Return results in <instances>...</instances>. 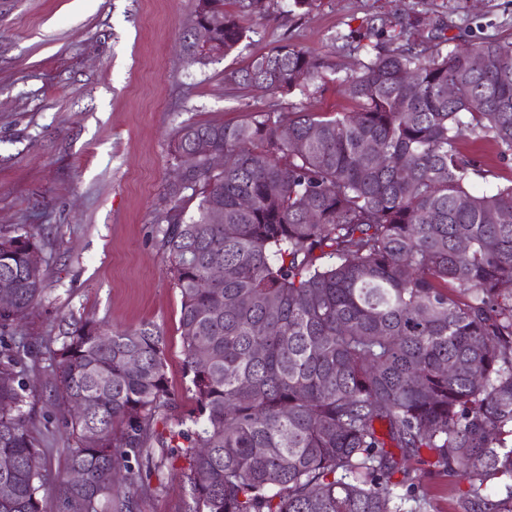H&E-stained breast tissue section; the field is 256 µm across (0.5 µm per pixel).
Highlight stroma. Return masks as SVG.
Segmentation results:
<instances>
[{"label":"stroma","instance_id":"stroma-1","mask_svg":"<svg viewBox=\"0 0 512 512\" xmlns=\"http://www.w3.org/2000/svg\"><path fill=\"white\" fill-rule=\"evenodd\" d=\"M277 0L265 19L244 15L246 39L226 58L201 65L184 48L196 0H0V230L34 225L48 288L4 342L29 341L25 361L33 435L47 459L46 483L66 472L74 441L57 401L54 353L69 322L94 318L114 329L146 322L166 337V377L178 412L195 402L184 371L180 296L159 246L164 189L176 133L187 122H234L265 109L268 95L238 89L225 71L285 40L342 71L365 50H341L340 35L388 30L428 42L439 24L457 42L512 34V0H317L305 15ZM285 110L348 112L353 101L327 77L310 91L280 95ZM482 193L512 179V155L487 137L462 141ZM427 512H464L465 484L411 456ZM179 459L162 488L137 496L135 512H185Z\"/></svg>","mask_w":512,"mask_h":512}]
</instances>
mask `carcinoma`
Masks as SVG:
<instances>
[{
  "label": "carcinoma",
  "instance_id": "1",
  "mask_svg": "<svg viewBox=\"0 0 512 512\" xmlns=\"http://www.w3.org/2000/svg\"><path fill=\"white\" fill-rule=\"evenodd\" d=\"M272 6L197 0L187 51L203 64L231 54L246 37L240 13ZM373 36L392 47L339 78L351 112L274 101L181 126L173 159H197L167 184L158 233L196 415L177 412L159 326L69 324L55 353L62 398L86 408L69 414L68 469L88 480L62 478L55 512H132L177 457L186 512H419L403 460L424 451L467 483L465 512H512V180L473 193L475 164L457 149L483 135L512 153V37L450 49L444 33L416 44L384 21ZM328 67L340 73L284 42L224 81L307 95ZM214 206L224 223L210 222ZM33 247L27 225L0 233V292L14 300L1 329L44 296ZM31 354L0 345V457L14 462L0 512H43L46 458L24 410Z\"/></svg>",
  "mask_w": 512,
  "mask_h": 512
}]
</instances>
